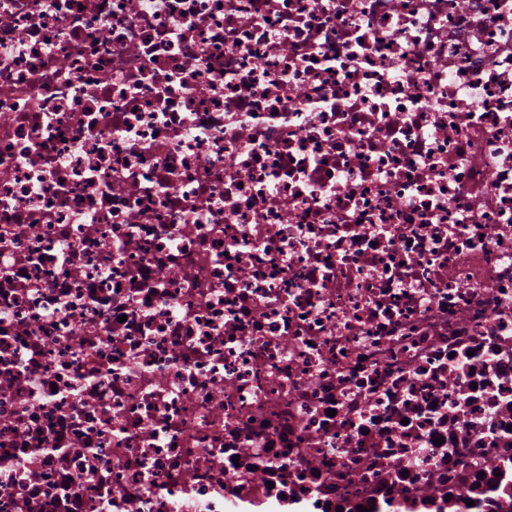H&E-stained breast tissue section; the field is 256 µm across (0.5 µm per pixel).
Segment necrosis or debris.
Instances as JSON below:
<instances>
[{
  "label": "necrosis or debris",
  "instance_id": "4bbe7bcc",
  "mask_svg": "<svg viewBox=\"0 0 512 512\" xmlns=\"http://www.w3.org/2000/svg\"><path fill=\"white\" fill-rule=\"evenodd\" d=\"M512 512V0H0V512Z\"/></svg>",
  "mask_w": 512,
  "mask_h": 512
}]
</instances>
